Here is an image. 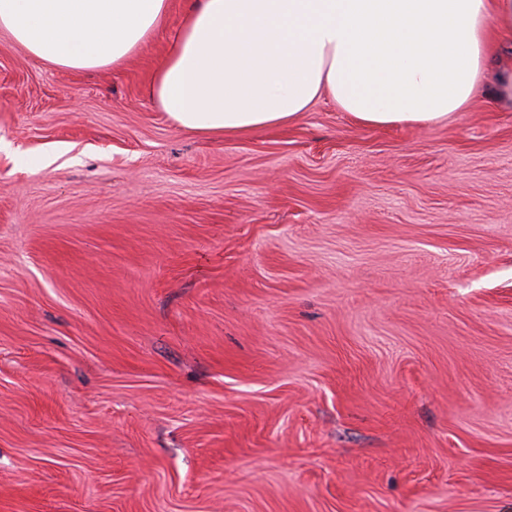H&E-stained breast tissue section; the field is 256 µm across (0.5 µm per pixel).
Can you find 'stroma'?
<instances>
[{
    "mask_svg": "<svg viewBox=\"0 0 512 512\" xmlns=\"http://www.w3.org/2000/svg\"><path fill=\"white\" fill-rule=\"evenodd\" d=\"M0 31V512H512V103L234 136Z\"/></svg>",
    "mask_w": 512,
    "mask_h": 512,
    "instance_id": "1",
    "label": "stroma"
}]
</instances>
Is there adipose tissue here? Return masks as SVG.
<instances>
[{"label": "adipose tissue", "instance_id": "adipose-tissue-1", "mask_svg": "<svg viewBox=\"0 0 512 512\" xmlns=\"http://www.w3.org/2000/svg\"><path fill=\"white\" fill-rule=\"evenodd\" d=\"M168 0H0V30L36 59L117 66L165 23ZM512 0H198L150 91L174 126L234 135L292 122L321 98L365 125H430L483 89Z\"/></svg>", "mask_w": 512, "mask_h": 512}]
</instances>
